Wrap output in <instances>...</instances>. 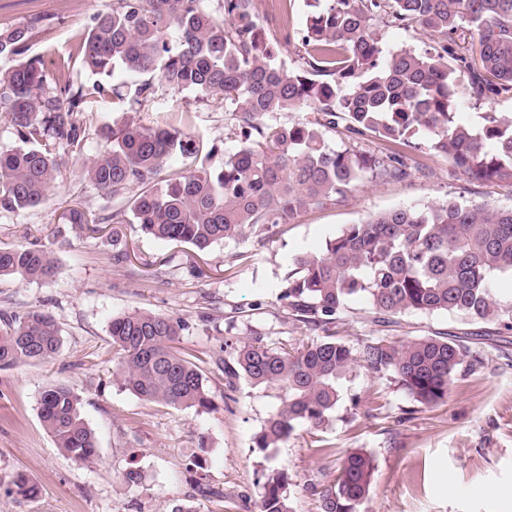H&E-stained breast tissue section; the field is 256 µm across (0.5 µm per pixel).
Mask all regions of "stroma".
<instances>
[{"mask_svg": "<svg viewBox=\"0 0 512 512\" xmlns=\"http://www.w3.org/2000/svg\"><path fill=\"white\" fill-rule=\"evenodd\" d=\"M112 0H0V27L38 20L27 57L55 68L67 62L74 85H92L75 46ZM112 102L83 112L81 152H61L56 181L39 205L0 212V247L39 246L53 252L55 274L44 281L0 278V311L51 314L61 333L54 359L0 370V512H258L273 472L287 473L293 512H322V493L334 484L353 450L371 453L376 470L358 512H512V325L452 314L410 313L382 321L362 298L349 302L334 331L356 344L371 338L404 342L420 336L464 337L472 357L455 376L444 402L411 401L390 375L364 369L339 382L340 398L327 425L298 426L278 447L256 445L280 404L277 387L245 380L227 385L210 362L216 350L262 339L296 348L320 330L295 320L281 300L285 280L302 254L320 250L345 226L391 209L446 197L493 208L512 207V186L468 180L444 156L405 149L412 175L403 181H362L345 201L307 209L272 239L251 233L201 253L155 239L136 224H116L126 197L102 195L85 166L108 149L99 130L122 120ZM136 119L171 126L216 145L212 166L224 160L228 114L220 100L156 84ZM89 221L64 220L68 210ZM146 308L182 319L179 351L204 371L213 406L200 412L142 401L115 380L113 318ZM69 386L93 430L98 458L83 464L58 448L39 414L49 384ZM141 474L128 484L129 468ZM38 488L19 495L17 474Z\"/></svg>", "mask_w": 512, "mask_h": 512, "instance_id": "1", "label": "stroma"}]
</instances>
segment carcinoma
<instances>
[{
    "mask_svg": "<svg viewBox=\"0 0 512 512\" xmlns=\"http://www.w3.org/2000/svg\"><path fill=\"white\" fill-rule=\"evenodd\" d=\"M204 0H112L77 44L86 70L101 77L72 88L68 66L49 72L38 59L0 69V112L9 114L20 145L0 151V211L35 206L48 194L60 150L82 148L80 114L91 98L115 96L142 106L153 85L132 96L105 78L122 70L152 73L162 84L221 100L230 113V138L219 168L206 164L160 176L178 154L204 155L215 147L178 128L146 127L128 117L101 134L112 147L86 168L103 195L133 191L115 224H137L157 239L205 251L248 232L292 223L307 208L346 199L364 179L411 176L404 156L333 149L327 133L344 125L352 140L426 148L446 156L474 181L512 185V112H484L476 129L457 118L462 91L456 72L468 73L467 94L483 102L512 99V0H306L305 27L270 32L255 0H220L218 17ZM414 26L436 42L431 50L386 51L382 18ZM468 32L471 52L461 45ZM36 23L0 28V58L22 55ZM302 47L295 65L279 62L281 46ZM307 109L296 124L268 122L278 112ZM53 253L39 247L0 248V276L31 281L51 277ZM512 276V208L468 204L455 197L402 207L343 228L318 252L296 260L281 298L299 321L327 335L292 351L259 341L234 348L233 363L211 356L228 386L242 377L284 391L257 436L275 448L296 427L319 430L339 401L338 382L356 368L390 374L414 402L433 406L469 356L444 336L406 342L383 338L351 345L328 334L347 303L366 298L379 314H456L471 321L512 320V299L498 296L495 277ZM187 324L147 309L112 320L116 382L149 403L205 411L212 399L203 370L176 347ZM61 346L56 321L42 311L0 315V369L53 358ZM42 423L81 463L97 452L94 433L69 387L51 384L39 396ZM374 460L356 450L341 463L323 494V512H356L370 493ZM288 476L270 475L259 512H292Z\"/></svg>",
    "mask_w": 512,
    "mask_h": 512,
    "instance_id": "obj_1",
    "label": "carcinoma"
}]
</instances>
